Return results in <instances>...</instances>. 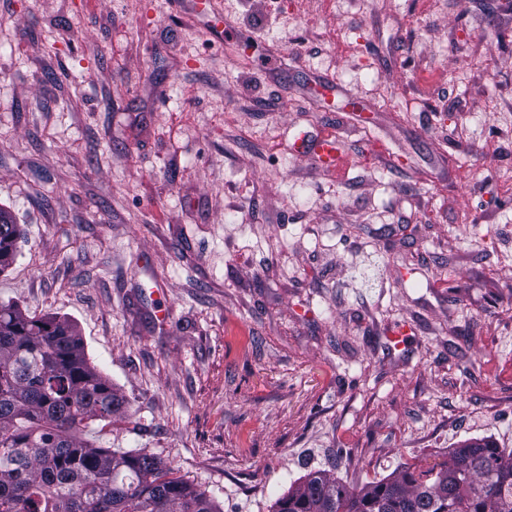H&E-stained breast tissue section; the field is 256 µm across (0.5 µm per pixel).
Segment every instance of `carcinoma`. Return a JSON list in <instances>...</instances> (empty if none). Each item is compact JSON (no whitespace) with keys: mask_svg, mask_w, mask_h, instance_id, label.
I'll return each instance as SVG.
<instances>
[{"mask_svg":"<svg viewBox=\"0 0 512 512\" xmlns=\"http://www.w3.org/2000/svg\"><path fill=\"white\" fill-rule=\"evenodd\" d=\"M19 236L0 208V272L15 262ZM123 405L69 321L0 302V512H221L156 456L82 437ZM274 512H512V450L467 439L445 461L352 486L319 471Z\"/></svg>","mask_w":512,"mask_h":512,"instance_id":"obj_1","label":"carcinoma"}]
</instances>
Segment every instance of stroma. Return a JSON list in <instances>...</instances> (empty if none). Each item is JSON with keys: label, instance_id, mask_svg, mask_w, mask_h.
Wrapping results in <instances>:
<instances>
[{"label": "stroma", "instance_id": "35a3bbf8", "mask_svg": "<svg viewBox=\"0 0 512 512\" xmlns=\"http://www.w3.org/2000/svg\"><path fill=\"white\" fill-rule=\"evenodd\" d=\"M0 207L85 437L221 512L512 449V0H0Z\"/></svg>", "mask_w": 512, "mask_h": 512}]
</instances>
